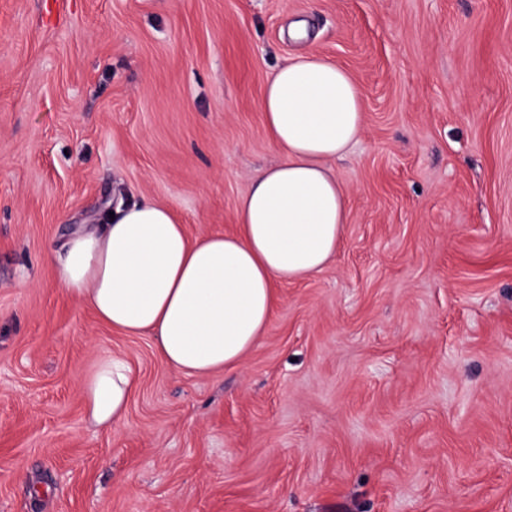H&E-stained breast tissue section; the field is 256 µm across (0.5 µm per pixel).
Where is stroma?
<instances>
[{
    "label": "stroma",
    "instance_id": "stroma-1",
    "mask_svg": "<svg viewBox=\"0 0 512 512\" xmlns=\"http://www.w3.org/2000/svg\"><path fill=\"white\" fill-rule=\"evenodd\" d=\"M307 52L362 98L336 255L179 374L45 254L121 196L233 231ZM112 354L104 431L80 378ZM0 512H512V0H0ZM134 388L135 377L124 357L112 354L101 358L81 382L88 420L103 429L122 426Z\"/></svg>",
    "mask_w": 512,
    "mask_h": 512
}]
</instances>
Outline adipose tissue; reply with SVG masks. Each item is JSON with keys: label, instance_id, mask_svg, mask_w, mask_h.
<instances>
[{"label": "adipose tissue", "instance_id": "obj_1", "mask_svg": "<svg viewBox=\"0 0 512 512\" xmlns=\"http://www.w3.org/2000/svg\"><path fill=\"white\" fill-rule=\"evenodd\" d=\"M261 109L280 160L240 197L236 233L189 238L169 206L144 200L47 252L68 296L102 324L151 337L162 360L186 376L241 363L268 326L274 283L319 273L348 221L347 190L329 162L364 129L356 80L322 56L301 54L269 79ZM134 388L124 357L101 358L81 382L88 420L122 426Z\"/></svg>", "mask_w": 512, "mask_h": 512}]
</instances>
